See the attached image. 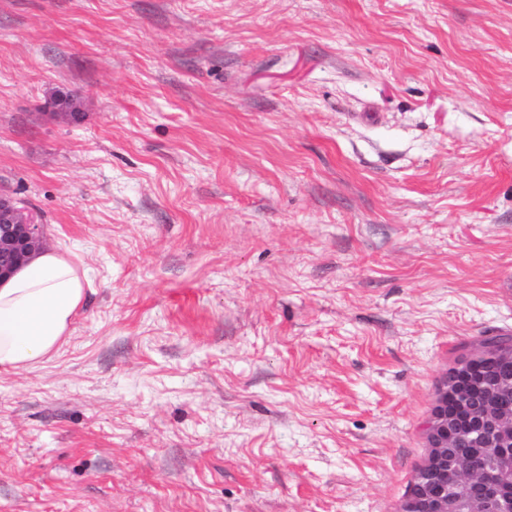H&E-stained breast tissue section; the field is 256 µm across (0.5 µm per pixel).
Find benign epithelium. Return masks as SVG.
Returning <instances> with one entry per match:
<instances>
[{
    "label": "benign epithelium",
    "instance_id": "obj_1",
    "mask_svg": "<svg viewBox=\"0 0 512 512\" xmlns=\"http://www.w3.org/2000/svg\"><path fill=\"white\" fill-rule=\"evenodd\" d=\"M42 244V224L12 198L0 196V282L8 279ZM512 380H489L480 358L469 354L441 382L426 432L430 453L416 472L403 512H512V414L501 398ZM484 441V466L495 481L460 476L467 464L456 452L468 438Z\"/></svg>",
    "mask_w": 512,
    "mask_h": 512
}]
</instances>
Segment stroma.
I'll use <instances>...</instances> for the list:
<instances>
[{
	"label": "stroma",
	"mask_w": 512,
	"mask_h": 512,
	"mask_svg": "<svg viewBox=\"0 0 512 512\" xmlns=\"http://www.w3.org/2000/svg\"><path fill=\"white\" fill-rule=\"evenodd\" d=\"M0 194L91 282L0 512H401L512 335V0H0Z\"/></svg>",
	"instance_id": "1"
}]
</instances>
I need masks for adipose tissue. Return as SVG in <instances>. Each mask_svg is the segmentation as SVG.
I'll use <instances>...</instances> for the list:
<instances>
[{"mask_svg":"<svg viewBox=\"0 0 512 512\" xmlns=\"http://www.w3.org/2000/svg\"><path fill=\"white\" fill-rule=\"evenodd\" d=\"M86 272L54 249L37 250L0 283V371L33 369L66 342L81 310Z\"/></svg>","mask_w":512,"mask_h":512,"instance_id":"1","label":"adipose tissue"}]
</instances>
